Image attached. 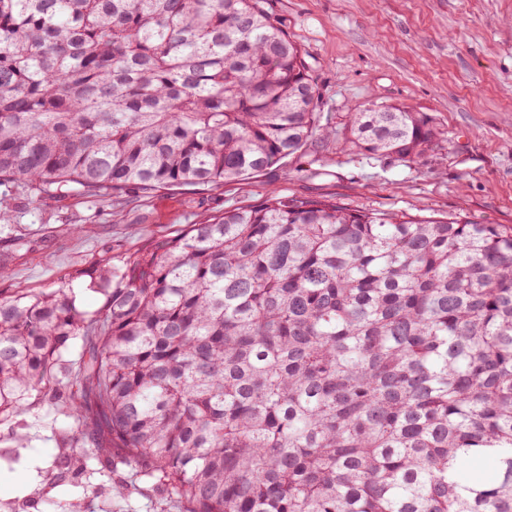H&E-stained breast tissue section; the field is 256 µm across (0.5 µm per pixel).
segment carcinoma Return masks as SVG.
I'll list each match as a JSON object with an SVG mask.
<instances>
[{"instance_id": "obj_1", "label": "carcinoma", "mask_w": 512, "mask_h": 512, "mask_svg": "<svg viewBox=\"0 0 512 512\" xmlns=\"http://www.w3.org/2000/svg\"><path fill=\"white\" fill-rule=\"evenodd\" d=\"M263 0H0V184L38 204L247 180L321 124ZM416 112L343 146L410 163ZM64 289L0 295V424L185 512H512V225L269 192Z\"/></svg>"}]
</instances>
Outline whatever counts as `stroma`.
<instances>
[{"mask_svg": "<svg viewBox=\"0 0 512 512\" xmlns=\"http://www.w3.org/2000/svg\"><path fill=\"white\" fill-rule=\"evenodd\" d=\"M301 46L320 109L343 126L353 109L395 104L425 116L440 132L419 159L402 163L341 151L333 138L304 149L253 178L124 198L123 220L90 199L45 209L0 186L18 239L0 242L9 275L0 292L38 293L65 285L75 304L97 310L103 294L84 290L90 272L113 257L175 237L185 225L224 209L253 205L269 190L297 198L331 197L349 208L419 217L461 215L476 224L512 225V0H265ZM85 225L81 235L69 225ZM27 443L0 447V512H73L91 499L100 474L50 487L63 451L56 444L70 419L33 409L18 416ZM38 459L41 479L26 481L17 465ZM99 512H179L143 481L128 496L101 502Z\"/></svg>", "mask_w": 512, "mask_h": 512, "instance_id": "obj_1", "label": "stroma"}]
</instances>
